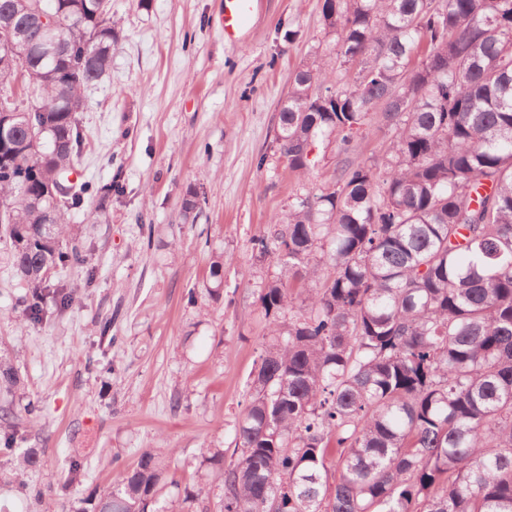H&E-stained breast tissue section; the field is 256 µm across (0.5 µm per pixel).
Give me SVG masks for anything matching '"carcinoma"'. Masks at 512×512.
I'll list each match as a JSON object with an SVG mask.
<instances>
[{
    "label": "carcinoma",
    "instance_id": "obj_1",
    "mask_svg": "<svg viewBox=\"0 0 512 512\" xmlns=\"http://www.w3.org/2000/svg\"><path fill=\"white\" fill-rule=\"evenodd\" d=\"M43 12L65 45L27 56L43 147L0 128V238L33 321L46 289L61 312L73 299L47 272L85 263L62 248L64 215L113 189L69 180L72 103L112 60L109 0H0L37 44ZM322 17L349 80L318 55L296 70L276 152L299 177L314 150L342 161L253 242L278 274L258 294L270 326L219 512H512V0H323ZM372 125L389 140L382 172L357 153ZM51 182L67 186L55 203ZM223 269L220 254L211 296ZM19 387L0 357V391ZM168 467L143 452L94 512H176L157 507Z\"/></svg>",
    "mask_w": 512,
    "mask_h": 512
}]
</instances>
